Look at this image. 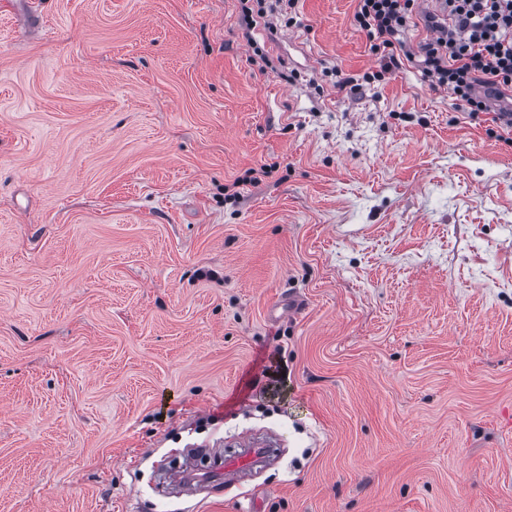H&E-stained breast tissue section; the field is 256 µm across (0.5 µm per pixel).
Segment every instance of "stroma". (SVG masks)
<instances>
[{"mask_svg":"<svg viewBox=\"0 0 512 512\" xmlns=\"http://www.w3.org/2000/svg\"><path fill=\"white\" fill-rule=\"evenodd\" d=\"M39 2L0 0V512H512V141L363 84L355 0ZM266 432L256 480L158 482ZM270 2V3H268ZM241 11L244 22V37H250V30L256 24L253 15L254 12L259 18L264 17L267 12L277 13L278 16L287 20L288 24L293 22L292 10H294L297 0H240Z\"/></svg>","mask_w":512,"mask_h":512,"instance_id":"stroma-1","label":"stroma"}]
</instances>
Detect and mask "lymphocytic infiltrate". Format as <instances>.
Segmentation results:
<instances>
[{"mask_svg":"<svg viewBox=\"0 0 512 512\" xmlns=\"http://www.w3.org/2000/svg\"><path fill=\"white\" fill-rule=\"evenodd\" d=\"M356 2L354 21L382 56L379 70L363 74L365 83L382 81L403 58L432 88L452 91L470 117L490 115L493 137L512 132V107L499 101L512 92V0H438L437 12L426 16L432 37L415 48L406 40L415 0Z\"/></svg>","mask_w":512,"mask_h":512,"instance_id":"obj_1","label":"lymphocytic infiltrate"}]
</instances>
